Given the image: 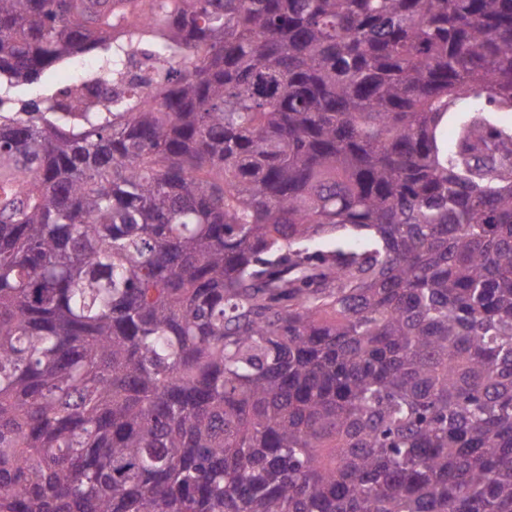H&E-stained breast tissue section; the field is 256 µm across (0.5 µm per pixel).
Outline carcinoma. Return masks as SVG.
<instances>
[{
	"instance_id": "cac0c4a2",
	"label": "carcinoma",
	"mask_w": 512,
	"mask_h": 512,
	"mask_svg": "<svg viewBox=\"0 0 512 512\" xmlns=\"http://www.w3.org/2000/svg\"><path fill=\"white\" fill-rule=\"evenodd\" d=\"M487 104L512 0H0V512H512Z\"/></svg>"
}]
</instances>
